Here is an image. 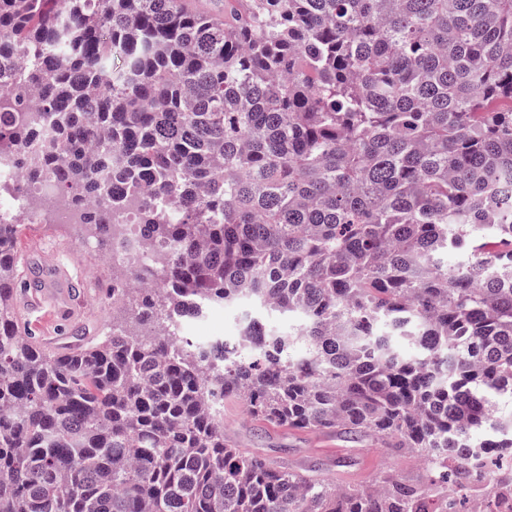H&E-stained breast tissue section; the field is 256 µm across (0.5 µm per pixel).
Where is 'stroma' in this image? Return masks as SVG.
I'll return each instance as SVG.
<instances>
[{
	"mask_svg": "<svg viewBox=\"0 0 512 512\" xmlns=\"http://www.w3.org/2000/svg\"><path fill=\"white\" fill-rule=\"evenodd\" d=\"M85 233L74 224H27L21 248L29 263L28 275L40 288L52 278L66 283L73 310L62 316L55 297L35 308L21 306L20 315L33 338L47 352H54L59 334L82 345L103 337L112 326V269L102 261L101 247L83 250ZM241 306L210 309L199 321L188 322L185 334L202 342L234 336ZM224 430L235 436L241 447L262 453L279 466L346 487L373 485L380 474L403 479L421 474L416 454L389 448L371 439H352L336 430L302 432L271 427L252 419L242 400L224 402Z\"/></svg>",
	"mask_w": 512,
	"mask_h": 512,
	"instance_id": "stroma-1",
	"label": "stroma"
}]
</instances>
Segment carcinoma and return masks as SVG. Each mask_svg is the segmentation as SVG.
<instances>
[{
	"instance_id": "cac0c4a2",
	"label": "carcinoma",
	"mask_w": 512,
	"mask_h": 512,
	"mask_svg": "<svg viewBox=\"0 0 512 512\" xmlns=\"http://www.w3.org/2000/svg\"><path fill=\"white\" fill-rule=\"evenodd\" d=\"M1 88L0 159L52 172L108 252L125 230L82 203L134 208L158 261L152 288L112 276L138 329L49 354L20 325L23 220L0 223V512H462L512 482V0H0ZM242 302L297 333L158 328ZM231 395L414 451L424 480L277 467L224 436Z\"/></svg>"
}]
</instances>
